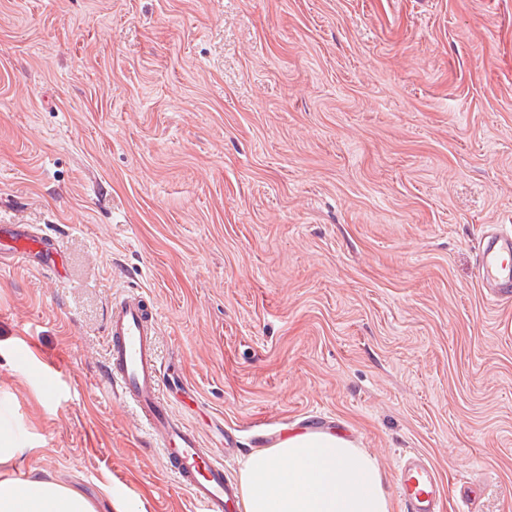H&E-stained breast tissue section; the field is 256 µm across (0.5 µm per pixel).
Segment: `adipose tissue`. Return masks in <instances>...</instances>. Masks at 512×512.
I'll use <instances>...</instances> for the list:
<instances>
[{"label":"adipose tissue","instance_id":"ef3b65f1","mask_svg":"<svg viewBox=\"0 0 512 512\" xmlns=\"http://www.w3.org/2000/svg\"><path fill=\"white\" fill-rule=\"evenodd\" d=\"M242 512H392L376 460L342 432H296L253 453L240 473ZM0 512H97L58 482L0 471Z\"/></svg>","mask_w":512,"mask_h":512}]
</instances>
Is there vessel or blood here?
I'll list each match as a JSON object with an SVG mask.
<instances>
[{
    "label": "vessel or blood",
    "mask_w": 512,
    "mask_h": 512,
    "mask_svg": "<svg viewBox=\"0 0 512 512\" xmlns=\"http://www.w3.org/2000/svg\"><path fill=\"white\" fill-rule=\"evenodd\" d=\"M0 238L9 243L10 260L33 267L56 263L53 241L24 225L0 226ZM478 278L490 296L512 291L511 226L485 237ZM159 324L142 294L129 292L113 300L105 339V382L134 406L157 442L168 475L187 492L197 512H237V487L225 477L222 453L203 447L198 433L176 416L169 395L184 385L161 379L156 356ZM393 482L403 512H441L440 479L421 452L409 449L399 455Z\"/></svg>",
    "instance_id": "1"
}]
</instances>
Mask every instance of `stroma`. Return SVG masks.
<instances>
[{
    "label": "stroma",
    "mask_w": 512,
    "mask_h": 512,
    "mask_svg": "<svg viewBox=\"0 0 512 512\" xmlns=\"http://www.w3.org/2000/svg\"><path fill=\"white\" fill-rule=\"evenodd\" d=\"M0 264L13 476L98 512H196L104 383L114 296L158 310L176 405L231 479L289 428L398 453L512 512V0H0ZM114 497H107V490ZM32 233L22 224H11V226H0V249L4 240L10 242L11 250L8 257L11 261L21 262L29 267H55L56 248L51 239ZM478 278L490 296L501 297L512 288V227L484 238Z\"/></svg>",
    "instance_id": "35a3bbf8"
}]
</instances>
